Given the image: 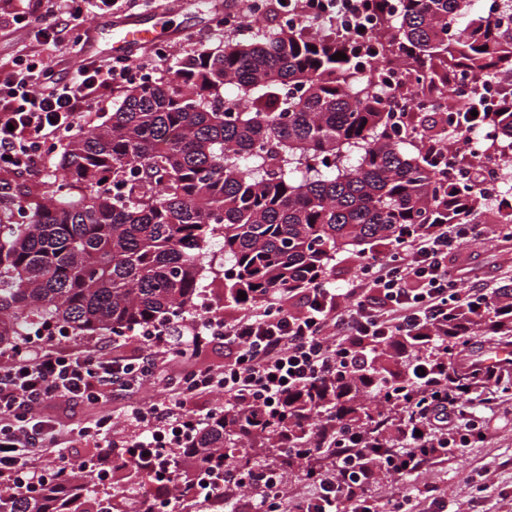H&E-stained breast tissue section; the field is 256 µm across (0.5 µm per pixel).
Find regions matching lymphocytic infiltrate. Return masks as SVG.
Masks as SVG:
<instances>
[{"label":"lymphocytic infiltrate","instance_id":"lymphocytic-infiltrate-1","mask_svg":"<svg viewBox=\"0 0 512 512\" xmlns=\"http://www.w3.org/2000/svg\"><path fill=\"white\" fill-rule=\"evenodd\" d=\"M140 5L141 0H24L5 21L22 29L60 20L68 47L75 48L89 40V14H130ZM169 58L159 46L132 58L87 56L62 77L45 62L17 54L0 78V169L45 171L58 140L93 124L115 92L155 74L171 76ZM478 230L475 224L427 225L398 241L390 259L364 263L347 287L332 288L322 280L280 288L230 321L215 315L142 325L146 353L132 361L92 356L81 348L48 349L27 339L0 361V486L37 495L57 485L76 442L108 448L100 459L104 469H111L113 456L124 455L152 480L178 484L185 464L176 454L188 440L184 408L197 395L219 389L225 410L266 414L338 372L361 376L389 349L411 359L409 396L377 434L357 425L337 428L332 464L317 477L315 497L284 499L273 470L229 466L210 471L197 495L234 504L239 491L259 483L265 494L252 502V512H339L343 504L350 512H412L413 491L374 504L369 486L385 475L406 481L427 463L467 447L462 425L495 404L489 386L508 374L501 362L453 347L448 335L449 310L475 319L512 306L505 289H461L448 269L449 253ZM219 339L234 351L223 368L187 370L172 396L130 407L120 441L112 439L111 414L67 432L42 414L61 399L95 404L107 392L139 388L153 377L159 356L197 353ZM49 450L56 465L34 466V458Z\"/></svg>","mask_w":512,"mask_h":512}]
</instances>
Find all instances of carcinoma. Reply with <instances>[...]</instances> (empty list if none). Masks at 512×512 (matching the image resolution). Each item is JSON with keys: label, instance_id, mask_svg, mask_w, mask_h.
Wrapping results in <instances>:
<instances>
[{"label": "carcinoma", "instance_id": "obj_1", "mask_svg": "<svg viewBox=\"0 0 512 512\" xmlns=\"http://www.w3.org/2000/svg\"><path fill=\"white\" fill-rule=\"evenodd\" d=\"M376 2L363 56L332 15L259 26L250 39L231 33L168 80L127 88L104 130L72 135L56 189L23 193V221L0 223V342L24 322L122 336L176 317L194 304L205 269L220 302L243 307L325 277L340 252L364 262L363 246H390L426 224L511 226L512 210L494 209L437 152L390 133L383 89L364 66L393 55L432 84L512 76V0L477 12L474 0H398L394 13ZM338 53L347 59H331ZM456 126L512 152V92L487 112L472 91ZM215 237L222 264L208 258ZM482 328L512 336V315L471 325ZM400 378L380 363L357 381L313 383L267 416L216 414L188 451L222 449L207 459L215 468L228 459L286 472L302 462L312 473L330 453L333 424L375 429ZM72 482L39 501L0 493V512H112L119 494L83 471Z\"/></svg>", "mask_w": 512, "mask_h": 512}]
</instances>
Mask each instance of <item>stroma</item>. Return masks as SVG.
Returning a JSON list of instances; mask_svg holds the SVG:
<instances>
[{
  "label": "stroma",
  "instance_id": "obj_1",
  "mask_svg": "<svg viewBox=\"0 0 512 512\" xmlns=\"http://www.w3.org/2000/svg\"><path fill=\"white\" fill-rule=\"evenodd\" d=\"M223 9L224 0H209L205 8L200 0H149L140 13L165 28L170 59L177 62L188 54L178 42L179 32L207 28ZM22 49L41 51L60 74L71 72L80 62L79 55L71 52L39 47L36 30L0 27V62L10 60ZM448 267L459 275L464 289L512 286V238L503 239L497 225H487L482 234L452 251ZM61 342L95 351L103 349L126 359L136 358L141 347L133 334L117 336L107 330L92 336L71 334L62 337ZM231 355V350L218 340L199 354L159 360L154 376L140 389L113 393L96 405L57 403L46 407L43 414L64 430L92 422L104 413L112 414L119 422L128 406L168 397L174 379L183 370L219 369ZM478 422L481 436L448 460L428 463L412 476L411 484L440 486L448 497L450 512H512V396L500 399L494 409L479 411Z\"/></svg>",
  "mask_w": 512,
  "mask_h": 512
}]
</instances>
